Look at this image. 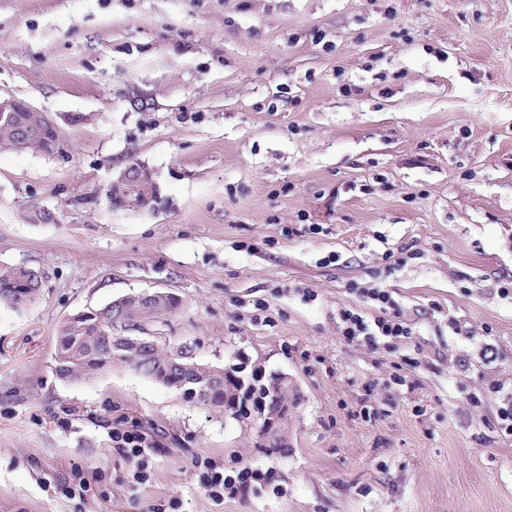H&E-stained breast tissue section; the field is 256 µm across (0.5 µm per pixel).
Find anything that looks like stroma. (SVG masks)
<instances>
[{"label":"stroma","instance_id":"1","mask_svg":"<svg viewBox=\"0 0 512 512\" xmlns=\"http://www.w3.org/2000/svg\"><path fill=\"white\" fill-rule=\"evenodd\" d=\"M0 96L60 135L0 151V265L43 275L0 305V512H512V0H0ZM134 162L154 210L107 197ZM353 282L412 336L340 340L377 314ZM153 290L161 349L292 378L285 447L125 366L57 377L67 318ZM200 458L273 479L218 501ZM366 303H371L378 308L381 315L372 320L368 319L361 310L356 307L345 308L340 311L339 336L343 341L352 343L364 341L375 343L378 337L400 338L412 335L410 324L400 319L397 314H392L388 309L394 308L391 294L380 287L350 288ZM112 443L115 450L123 454L128 460L134 461L136 479L145 480L147 477L148 460L153 452L152 445L146 441V437L138 431H112Z\"/></svg>","mask_w":512,"mask_h":512}]
</instances>
